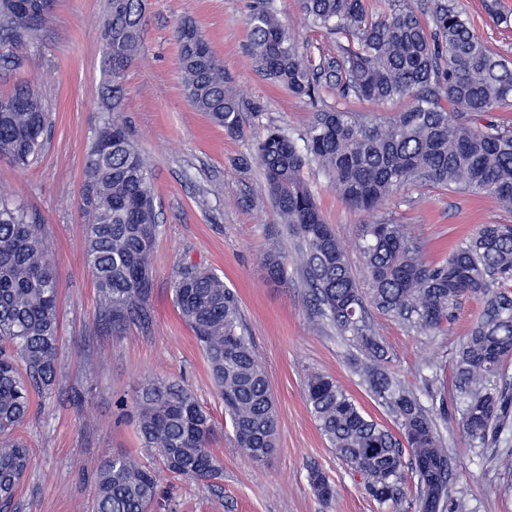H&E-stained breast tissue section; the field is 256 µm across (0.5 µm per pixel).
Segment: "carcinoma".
<instances>
[{
  "mask_svg": "<svg viewBox=\"0 0 512 512\" xmlns=\"http://www.w3.org/2000/svg\"><path fill=\"white\" fill-rule=\"evenodd\" d=\"M44 0H0V41L25 40L46 17ZM307 18L345 39L339 55L312 63L268 0L247 17L250 54L268 79L314 104L334 87L343 99L375 104L407 99L393 120L377 123L339 106L317 110L296 141L270 126L253 149L270 199L298 241L319 314L362 353L358 372L372 397L394 416V434L366 414L339 384L321 375L306 383V401L320 433L357 474L380 507L405 496L417 479L416 512H464L449 499L456 478L448 449L418 396L391 374L380 338L366 321V304L407 329H441L462 301L482 310L462 340L453 386L460 399L459 430L471 448L512 443V224H484L460 240L448 258L429 265L424 244L381 215L361 225L368 289L351 268L302 177L321 168L351 208L380 212L401 189L436 184L493 196L512 210V127L494 113L512 106V68L470 28L458 0H431L429 16L416 0H387L377 17L363 0H302ZM145 0H106L103 55L120 98L122 78L143 44ZM183 90L194 109L230 133L252 108L224 85V71L205 37L191 26L176 31ZM112 107L87 155L80 210L85 260L101 316L112 325L146 321L153 281L151 256L159 213L150 167ZM51 123L42 96L26 81L0 97V160L18 167L35 161ZM270 280L288 287L279 256L264 259ZM174 303L201 347L224 401L236 447L255 461L278 445V413L270 381L243 326L239 300L223 277L197 263L180 266ZM59 303L42 220L0 192V512H6L32 464L16 435L33 398L58 379ZM141 447L176 477L211 480L222 473L210 448L211 415L178 381L152 379L136 391ZM314 492L329 500L336 488L318 469ZM161 491L153 468L130 454L106 458L96 474V512H151Z\"/></svg>",
  "mask_w": 512,
  "mask_h": 512,
  "instance_id": "cac0c4a2",
  "label": "carcinoma"
}]
</instances>
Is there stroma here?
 <instances>
[{
  "instance_id": "obj_1",
  "label": "stroma",
  "mask_w": 512,
  "mask_h": 512,
  "mask_svg": "<svg viewBox=\"0 0 512 512\" xmlns=\"http://www.w3.org/2000/svg\"><path fill=\"white\" fill-rule=\"evenodd\" d=\"M473 31L512 60V0H461ZM249 0H147L143 47L123 82L119 106L98 91L107 82L97 17L105 0H55L31 39L0 45V95L27 78L51 112L53 126L39 159L27 168L0 161V189L42 217L59 293L61 379L47 397L35 398L32 416L19 429L33 465L13 502V512H93L95 474L115 453L149 461L141 448L131 400L146 378L185 383L211 414V447L223 470L209 481L181 480L159 471L165 493L158 512H380L360 479L319 433L305 398L313 374L335 379L372 418L396 422L357 374L359 351L320 321L308 303V286L296 263V241L268 203L253 143L267 127L292 137L308 127L314 107L273 84L254 66L246 16ZM301 49L313 60L337 54V37L310 25L300 0H270ZM497 8L507 23L493 21ZM195 25L224 67L228 86L258 106L231 134L196 112L181 85L176 28ZM118 110L153 173L160 228L152 254L149 323L115 328L99 318V299L85 265L79 209L85 160L98 128ZM304 178L355 273L363 271L361 225L371 214L347 206L317 167ZM424 243V257L444 259L482 224H512V212L488 195L426 185L398 192L386 206ZM277 251L288 271L287 287L270 284L264 256ZM200 263L236 289L257 359L272 384L278 407V448L262 463L234 445L224 405L216 394L194 334L179 316L171 291L178 268ZM482 305L470 298L444 330L424 335L370 310L369 321L386 344L389 367L431 411L445 447L461 474L454 498L468 512H512V475L497 449L470 450L458 429L460 405L451 384L458 344ZM336 486L333 499L313 492L310 468Z\"/></svg>"
}]
</instances>
